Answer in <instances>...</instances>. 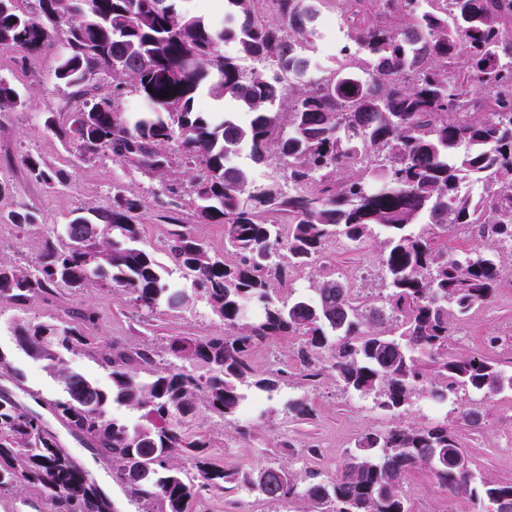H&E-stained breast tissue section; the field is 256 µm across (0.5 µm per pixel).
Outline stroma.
Masks as SVG:
<instances>
[{
    "label": "stroma",
    "mask_w": 512,
    "mask_h": 512,
    "mask_svg": "<svg viewBox=\"0 0 512 512\" xmlns=\"http://www.w3.org/2000/svg\"><path fill=\"white\" fill-rule=\"evenodd\" d=\"M318 33L307 51L312 78L332 65L322 55L325 43L343 40L334 0H321ZM60 45H53L35 56L0 47V77L9 80L20 92L22 103L11 111L0 112V181L9 182L10 192L0 195V258L16 265H30L40 254L43 236L21 235L11 224V212L29 209L39 223L49 230H62L70 213L79 208L103 207L112 199L113 185H122L127 193L146 203L142 222L143 241L167 271L176 265L165 247L174 225L159 180L137 165L100 154L81 161L67 150L63 141L45 127L47 119L76 107L70 87L53 78ZM41 158L68 175L65 187L54 190L29 181L20 165L22 155ZM502 274L490 302L463 317L452 319L448 353L454 357L481 355L512 367V251L500 253ZM379 244L368 240L355 245L338 241L326 249L316 272L299 273L293 286L307 291L311 275L333 277L343 284L357 279L364 283V293L372 305H379ZM73 314L91 310L96 325L91 333L99 340L125 347L148 344L164 350L173 336H213L223 333L224 326L206 300L192 296L180 308L160 307L153 314L139 315L129 297L121 291L95 288L79 294L59 290L56 296L40 295L22 306L0 301V351L10 362L9 373L0 374V397L7 396L25 409L42 415L47 429L72 457L84 467L90 480L108 497L113 512H139V506L125 487L112 479L110 465L97 454L84 436L75 433L48 408L62 394L58 379L43 363L30 357L17 344L10 328L15 321H42L57 316L61 309ZM497 337L489 346V337ZM296 337L278 338L255 348L249 356L255 370L262 371L278 363H287L291 375L284 390L307 396L314 413L305 421H296L286 413L281 402H274L269 422H256L249 435L238 432L237 425L208 411H200L196 424L210 437L211 453L217 464L234 472L242 468L262 469L276 464L296 471L317 466L335 471L364 434L388 427L389 417L378 412L371 402L347 393L334 380L313 385L302 380L297 358ZM482 413L479 428L459 427L458 440L465 449L470 466L498 481L512 482V394L503 393L479 402ZM316 455H309L308 447ZM406 490L414 512H474L466 497L442 488L424 470L413 471L406 480ZM207 512H304L302 501L272 503L258 494H241L236 504H228L223 495L206 497ZM50 502L41 486L19 483L0 490V512H50Z\"/></svg>",
    "instance_id": "obj_1"
}]
</instances>
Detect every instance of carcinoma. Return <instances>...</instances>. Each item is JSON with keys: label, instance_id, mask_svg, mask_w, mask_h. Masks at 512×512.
<instances>
[{"label": "carcinoma", "instance_id": "obj_1", "mask_svg": "<svg viewBox=\"0 0 512 512\" xmlns=\"http://www.w3.org/2000/svg\"><path fill=\"white\" fill-rule=\"evenodd\" d=\"M31 14L0 0V47L27 54L63 29L54 78L81 100L46 127L91 157L107 151L168 184L173 154L189 176L193 218L224 225L217 258L189 225L171 233L169 252L193 278L224 325L217 336H173L156 361L148 345L99 342L70 322H18V345L57 375L63 396L51 408L83 434L128 487L142 512H195L212 492L235 484L276 502L302 500L307 512H413L407 475L426 469L443 488L467 496L477 512L512 506V483L472 470L448 423H399L365 434L332 475L284 466L227 472L197 431L199 408L239 420L255 395L271 400L288 365L258 373L251 351L279 336H299L302 377L327 376L400 416L421 395L458 403L471 424L469 396L512 392V371L479 356L448 357V316L489 301L501 275L498 248L512 246V0H336L345 40L331 72L334 88L303 80V51L316 33L315 0H224L225 24L178 7L180 0H37ZM237 44L238 55L219 46ZM258 66L247 71L240 60ZM112 77V95H94ZM151 105L134 122L119 109L127 83ZM230 99L246 120L218 119L204 96ZM20 94L0 78V112ZM245 144L251 160L277 159L282 177L255 185L227 163ZM21 164L48 186L63 173L27 155ZM144 201L112 186V204L78 209L63 235L46 239L34 266L0 260V299L25 304L60 288L122 290L135 306L177 308L190 296L172 287L141 246ZM9 220L24 232L41 225L28 210ZM470 228L480 244L461 255L436 242L448 225ZM383 236V310L365 308L340 282H312L296 294L293 277L317 263L338 237L361 244ZM86 353L109 371L102 387L65 367ZM297 419L305 398L283 397ZM142 412L131 426L113 407ZM41 486L51 512H109L110 503L49 432L42 416L0 398V489Z\"/></svg>", "mask_w": 512, "mask_h": 512}]
</instances>
